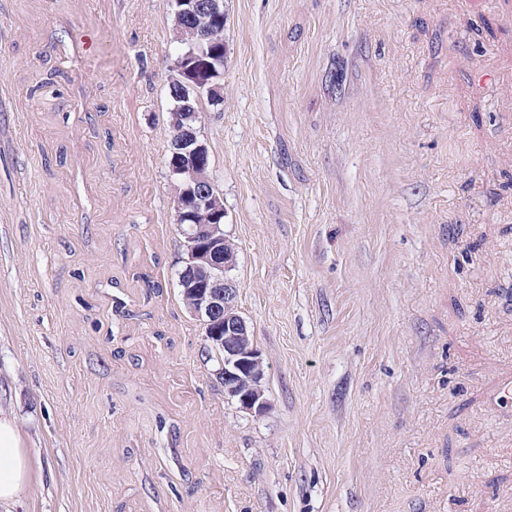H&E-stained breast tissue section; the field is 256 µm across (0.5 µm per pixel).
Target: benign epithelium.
Here are the masks:
<instances>
[{
    "label": "benign epithelium",
    "instance_id": "7a95c632",
    "mask_svg": "<svg viewBox=\"0 0 512 512\" xmlns=\"http://www.w3.org/2000/svg\"><path fill=\"white\" fill-rule=\"evenodd\" d=\"M176 18L198 15V0H169ZM171 152L174 164L170 176L185 188L174 202L180 224L186 268L204 272L194 279L179 274L178 286L195 296L190 313L202 322L209 344L224 352L216 377L224 386V396L253 417L264 415L268 407L262 387L265 376L261 353L249 334L246 321L236 312L235 284L220 274H212L213 256L224 249V196L214 180L199 179L195 167L209 154L207 144L181 124H173ZM210 209L216 214L213 224H188L184 208Z\"/></svg>",
    "mask_w": 512,
    "mask_h": 512
}]
</instances>
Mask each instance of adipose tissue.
<instances>
[{"label": "adipose tissue", "instance_id": "obj_1", "mask_svg": "<svg viewBox=\"0 0 512 512\" xmlns=\"http://www.w3.org/2000/svg\"><path fill=\"white\" fill-rule=\"evenodd\" d=\"M41 467L28 456L15 415L0 408V504L17 499Z\"/></svg>", "mask_w": 512, "mask_h": 512}]
</instances>
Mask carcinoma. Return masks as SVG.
Segmentation results:
<instances>
[{
    "mask_svg": "<svg viewBox=\"0 0 512 512\" xmlns=\"http://www.w3.org/2000/svg\"><path fill=\"white\" fill-rule=\"evenodd\" d=\"M208 2L209 0H200V5L204 6L200 12L201 20L176 22V29L180 33V49L176 61L179 62L183 73L180 74V80L174 82L170 87V101L173 104L170 112L172 113L177 111L175 104L178 103L180 91L185 88L186 83L206 82L211 85L215 81L214 76L209 74L212 58L192 57L186 55V52L205 36L211 43L214 56H224V20L210 18L205 9Z\"/></svg>",
    "mask_w": 512,
    "mask_h": 512,
    "instance_id": "cac0c4a2",
    "label": "carcinoma"
}]
</instances>
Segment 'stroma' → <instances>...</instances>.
<instances>
[{"mask_svg":"<svg viewBox=\"0 0 512 512\" xmlns=\"http://www.w3.org/2000/svg\"><path fill=\"white\" fill-rule=\"evenodd\" d=\"M224 13L259 418L177 286L168 0H0V512H512V0ZM42 467L26 453L15 415L0 406V504L17 499Z\"/></svg>","mask_w":512,"mask_h":512,"instance_id":"stroma-1","label":"stroma"}]
</instances>
